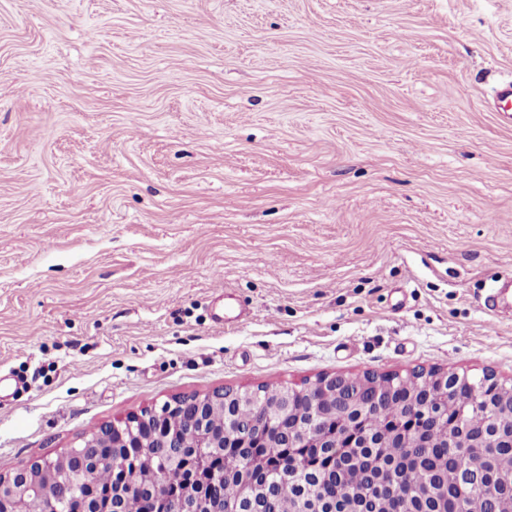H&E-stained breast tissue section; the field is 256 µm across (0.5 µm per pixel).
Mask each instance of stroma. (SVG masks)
<instances>
[{
	"label": "stroma",
	"mask_w": 512,
	"mask_h": 512,
	"mask_svg": "<svg viewBox=\"0 0 512 512\" xmlns=\"http://www.w3.org/2000/svg\"><path fill=\"white\" fill-rule=\"evenodd\" d=\"M508 82L512 0H0V458L268 381L512 380Z\"/></svg>",
	"instance_id": "35a3bbf8"
}]
</instances>
